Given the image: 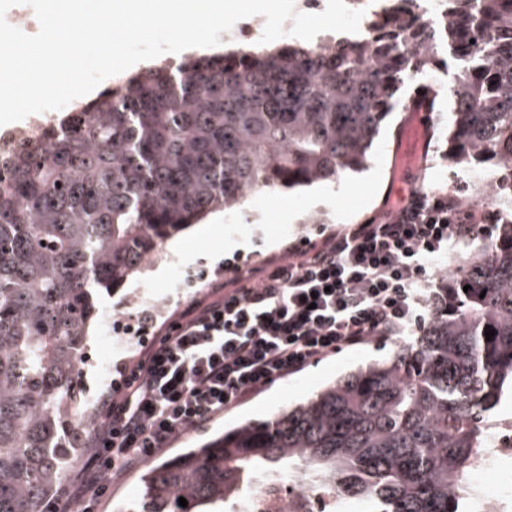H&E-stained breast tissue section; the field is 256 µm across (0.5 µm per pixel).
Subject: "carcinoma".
<instances>
[{
	"instance_id": "cac0c4a2",
	"label": "carcinoma",
	"mask_w": 512,
	"mask_h": 512,
	"mask_svg": "<svg viewBox=\"0 0 512 512\" xmlns=\"http://www.w3.org/2000/svg\"><path fill=\"white\" fill-rule=\"evenodd\" d=\"M448 9L451 56L388 19L370 63L356 37L157 60L0 148V512H42L83 457L92 290L215 211L364 169L409 71L448 73V164L512 171V0ZM510 388L512 221L390 358L156 466L134 512H220L284 467L362 512H465L458 485Z\"/></svg>"
}]
</instances>
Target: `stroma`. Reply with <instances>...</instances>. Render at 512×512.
Returning <instances> with one entry per match:
<instances>
[{
	"label": "stroma",
	"instance_id": "stroma-1",
	"mask_svg": "<svg viewBox=\"0 0 512 512\" xmlns=\"http://www.w3.org/2000/svg\"><path fill=\"white\" fill-rule=\"evenodd\" d=\"M403 119V113L392 115L375 142L366 169L348 173L338 187L321 184L313 193L305 188L268 191L238 208L209 215L207 221L212 228L207 233L189 229L167 240L145 269L123 287L103 289L96 294L98 313L122 321L155 300L164 304L156 318L165 322L176 308L201 293L215 276L230 277L232 265L261 263L287 253L301 240H315L341 230L344 225L359 224L382 213L397 179L392 168L393 149ZM238 237L249 238L250 248L224 255L226 242ZM394 347L393 340L382 339L344 349L187 431L164 455L169 458L182 449L199 447L246 421L270 420L358 367L388 356ZM157 464V459L146 460L135 472L113 482L112 494L99 504L98 512H122L140 497L146 474Z\"/></svg>",
	"mask_w": 512,
	"mask_h": 512
}]
</instances>
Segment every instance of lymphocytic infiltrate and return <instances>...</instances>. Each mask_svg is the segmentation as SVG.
<instances>
[{"label": "lymphocytic infiltrate", "instance_id": "f902f5d3", "mask_svg": "<svg viewBox=\"0 0 512 512\" xmlns=\"http://www.w3.org/2000/svg\"><path fill=\"white\" fill-rule=\"evenodd\" d=\"M480 230L451 223L444 194L414 191L380 219L234 266L162 326L134 314L141 350L104 396L83 464L48 512H95L113 479L188 430L345 348L420 327L435 262Z\"/></svg>", "mask_w": 512, "mask_h": 512}]
</instances>
